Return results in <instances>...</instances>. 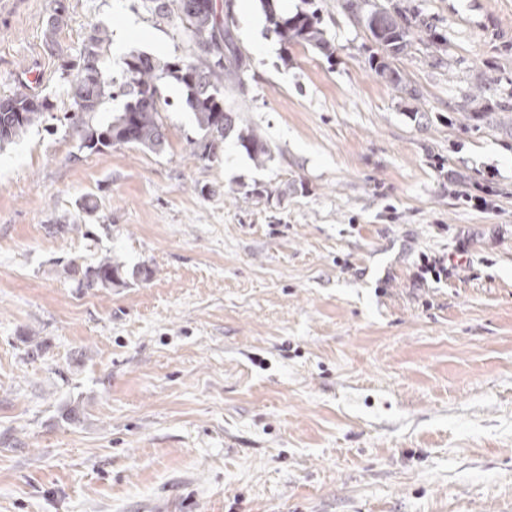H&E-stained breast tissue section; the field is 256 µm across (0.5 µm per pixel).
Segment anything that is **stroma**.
<instances>
[{"label":"stroma","instance_id":"35a3bbf8","mask_svg":"<svg viewBox=\"0 0 512 512\" xmlns=\"http://www.w3.org/2000/svg\"><path fill=\"white\" fill-rule=\"evenodd\" d=\"M316 2L331 60L235 17L250 94L225 103L261 168L232 138L192 157L172 80L163 154L82 149L120 98L63 122L93 26L115 78L128 51L183 52L144 0H67L53 34L52 0L0 17V96L37 69L54 106L0 149V512H512V128L469 117L512 102V0L481 28L400 0L445 37L396 62L415 100L345 0ZM424 254L460 266L421 285ZM106 255L153 275L84 293L62 272ZM237 140L255 165L263 167L270 160L271 148L267 140L254 129L239 131Z\"/></svg>","mask_w":512,"mask_h":512}]
</instances>
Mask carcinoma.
Listing matches in <instances>:
<instances>
[{"label":"carcinoma","instance_id":"1","mask_svg":"<svg viewBox=\"0 0 512 512\" xmlns=\"http://www.w3.org/2000/svg\"><path fill=\"white\" fill-rule=\"evenodd\" d=\"M149 11L158 21L174 22L185 36L183 54L159 59L132 50L124 59L123 78L108 77L102 70L101 55L110 43L109 31L99 25L92 28L78 61L70 66L75 71L70 81L74 113L64 119L74 123L80 115L96 112L107 99L124 97L123 110L105 125L85 130L82 147L99 151L114 145H128L160 154L168 145L162 121V86L169 80L180 83L186 91L185 102L202 132L194 142L192 156L212 160L224 150L226 139L239 123V115L224 105V90L245 97L249 92L248 57L234 38V13L220 16L207 9L211 0H146ZM271 32L283 47L302 45L331 59L335 44L327 38L315 0H307L310 8L282 16L273 10L271 0H262ZM345 9L370 35L378 51L369 55V68L385 83L415 99L418 91L393 60L405 54L416 42L440 48L442 34L427 20L395 6L388 10L377 0H346ZM53 110L46 96L14 93L0 97V144L20 138L44 115ZM239 145L259 167L271 158L266 139L250 129L239 132ZM64 273L80 275L78 287L124 288L128 286L125 262L118 256H105L95 265L76 259L64 266Z\"/></svg>","mask_w":512,"mask_h":512}]
</instances>
